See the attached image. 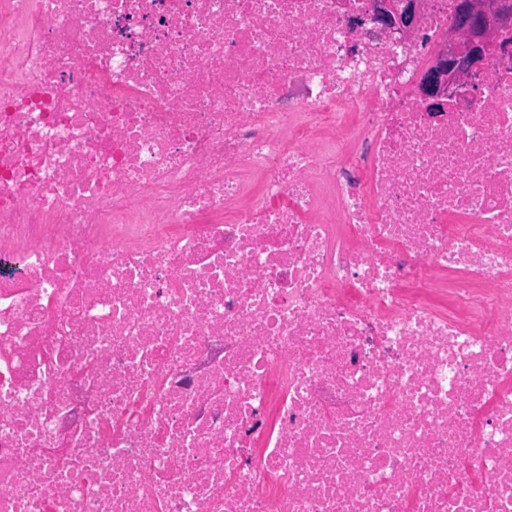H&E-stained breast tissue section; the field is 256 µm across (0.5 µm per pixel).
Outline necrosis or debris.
<instances>
[{
    "label": "necrosis or debris",
    "mask_w": 512,
    "mask_h": 512,
    "mask_svg": "<svg viewBox=\"0 0 512 512\" xmlns=\"http://www.w3.org/2000/svg\"><path fill=\"white\" fill-rule=\"evenodd\" d=\"M372 0H0V512H512V66L438 112Z\"/></svg>",
    "instance_id": "4bbe7bcc"
}]
</instances>
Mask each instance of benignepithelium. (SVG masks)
Masks as SVG:
<instances>
[{
  "instance_id": "7a95c632",
  "label": "benign epithelium",
  "mask_w": 512,
  "mask_h": 512,
  "mask_svg": "<svg viewBox=\"0 0 512 512\" xmlns=\"http://www.w3.org/2000/svg\"><path fill=\"white\" fill-rule=\"evenodd\" d=\"M376 18L386 30L413 33L422 0H374ZM512 28V11L502 0H459L448 30L450 51L429 70L419 85V95L430 109L443 105L454 89L473 86L485 71L491 51L499 48L501 59H512L501 33Z\"/></svg>"
}]
</instances>
